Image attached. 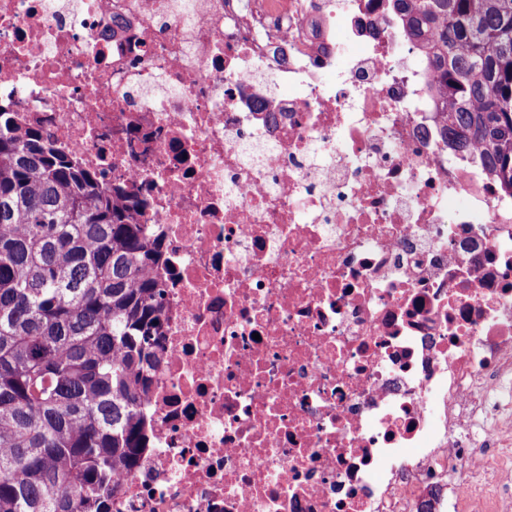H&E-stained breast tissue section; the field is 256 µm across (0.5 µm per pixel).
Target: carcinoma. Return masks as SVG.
<instances>
[{
    "mask_svg": "<svg viewBox=\"0 0 512 512\" xmlns=\"http://www.w3.org/2000/svg\"><path fill=\"white\" fill-rule=\"evenodd\" d=\"M512 196V0H389ZM143 202L0 104V512H108L149 448L166 263Z\"/></svg>",
    "mask_w": 512,
    "mask_h": 512,
    "instance_id": "1",
    "label": "carcinoma"
}]
</instances>
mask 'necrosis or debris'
Listing matches in <instances>:
<instances>
[{"label": "necrosis or debris", "instance_id": "obj_1", "mask_svg": "<svg viewBox=\"0 0 512 512\" xmlns=\"http://www.w3.org/2000/svg\"><path fill=\"white\" fill-rule=\"evenodd\" d=\"M431 83L387 0H0V101L164 237L112 512H512V197Z\"/></svg>", "mask_w": 512, "mask_h": 512}]
</instances>
